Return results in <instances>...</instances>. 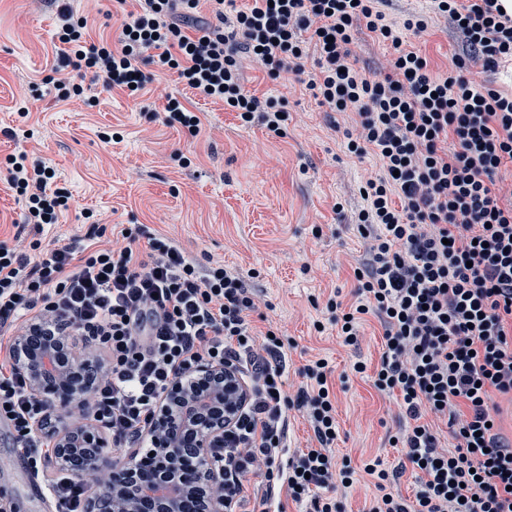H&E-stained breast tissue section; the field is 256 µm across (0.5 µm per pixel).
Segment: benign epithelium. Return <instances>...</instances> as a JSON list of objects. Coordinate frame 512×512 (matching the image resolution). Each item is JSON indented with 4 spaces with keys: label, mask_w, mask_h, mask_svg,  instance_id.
Instances as JSON below:
<instances>
[{
    "label": "benign epithelium",
    "mask_w": 512,
    "mask_h": 512,
    "mask_svg": "<svg viewBox=\"0 0 512 512\" xmlns=\"http://www.w3.org/2000/svg\"><path fill=\"white\" fill-rule=\"evenodd\" d=\"M34 396L43 401L54 421L47 422L55 460L64 470L89 474L105 464L99 431L69 423L68 415L96 368L92 360L69 363L60 341L41 336L20 337L15 356ZM232 371L201 367L190 386L175 384L169 403L149 431L154 447L131 457L120 475L90 503L91 512H224V501L212 493L222 474L208 466L212 449L224 443V425L232 420L231 392L242 394Z\"/></svg>",
    "instance_id": "benign-epithelium-1"
}]
</instances>
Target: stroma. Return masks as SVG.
Returning <instances> with one entry per match:
<instances>
[{"label": "stroma", "instance_id": "35a3bbf8", "mask_svg": "<svg viewBox=\"0 0 512 512\" xmlns=\"http://www.w3.org/2000/svg\"><path fill=\"white\" fill-rule=\"evenodd\" d=\"M74 8L86 17L93 41L115 34L122 21L113 0H76ZM59 25L56 0H0V163L38 152L71 194L69 211L45 226L42 240L85 235L83 214L90 211L108 233L144 225L186 248L200 267L218 262L247 274L263 299L253 323L285 340L286 385L296 386L299 369L316 358L327 359L333 370L335 454L349 460L357 476L343 512H363L377 493L365 464L376 461L391 472L403 457L391 444L399 406L374 387L370 373L382 353L379 321L364 316L363 341L353 349L330 323L325 303L333 295L346 304L355 300L348 258L363 255L364 243L352 216L361 205L360 176L378 170L377 157L350 156L332 112L311 91L284 78L268 80L258 70L249 71L247 86L286 99L285 136L241 125L222 101L200 97L176 72L151 66L142 97L104 93L91 107L79 99L59 101L46 83L56 64ZM404 45L441 76L462 52L457 36L439 24L420 35L406 32ZM352 54L361 73L384 76L394 50L366 31ZM35 85L42 98L21 118L19 104ZM169 94L200 117L197 135L149 121ZM5 127L33 135L13 140L2 136ZM105 132L117 133V140L103 142ZM337 202L342 210H334ZM318 225L323 234L317 238ZM358 361L367 373L353 372Z\"/></svg>", "mask_w": 512, "mask_h": 512}]
</instances>
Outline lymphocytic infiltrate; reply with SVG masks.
<instances>
[{
	"label": "lymphocytic infiltrate",
	"mask_w": 512,
	"mask_h": 512,
	"mask_svg": "<svg viewBox=\"0 0 512 512\" xmlns=\"http://www.w3.org/2000/svg\"><path fill=\"white\" fill-rule=\"evenodd\" d=\"M202 0H137L116 41L87 42L68 0L59 7L57 98L144 88V65L176 71L190 89L219 99L242 123L275 136L288 122L284 100L245 90L244 61L270 79L306 78L322 104L355 129L346 149L375 152L382 172L364 178V204L353 222L366 242L354 269L358 303L326 309L348 346L359 343L366 314L383 329L374 386L397 396V442L420 474L413 500L388 490L389 475L366 464L378 497L367 512H512V441L495 424V399L512 394V95L477 78L512 59V16L500 0H432L431 14H412L403 30L420 34L444 20L465 52L446 78L425 57L404 49L402 30L384 24L377 0H253L228 16L209 0L213 20L195 35L187 20ZM397 50L391 75L358 73L350 46L359 28ZM317 70L307 75L306 60ZM36 153L6 159L4 179L25 202L23 223H57L69 192L53 187ZM105 230L59 244L0 240V421L34 476L54 455L37 433L46 407L15 364V345L29 330L67 336L84 354L101 353L81 405L117 445L138 444L167 389L203 365L231 369L242 402L224 443L212 454L223 482L214 492L224 512H244L251 477L266 493L286 483L292 501L313 512H342L354 470L338 461L336 406L327 360L299 371L294 395L284 390L285 343L256 332L249 317L260 297L238 271L215 264L198 270L190 255L146 229V252L99 246ZM303 410L317 446L285 460L289 408ZM451 444H442L439 425ZM95 483L60 472L47 489L55 512H85Z\"/></svg>",
	"instance_id": "1"
}]
</instances>
